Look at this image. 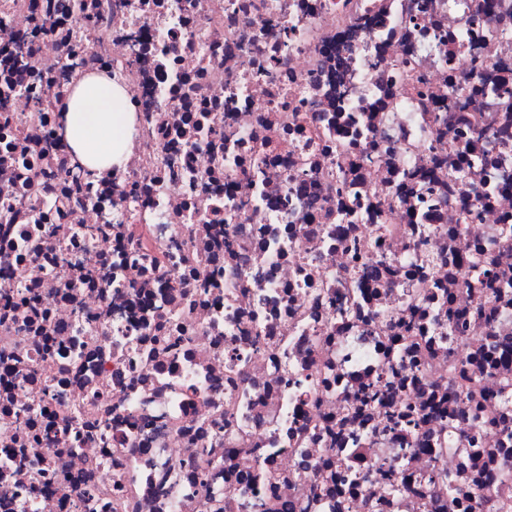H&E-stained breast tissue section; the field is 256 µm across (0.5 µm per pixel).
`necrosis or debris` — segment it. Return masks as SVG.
<instances>
[{"instance_id": "4bbe7bcc", "label": "necrosis or debris", "mask_w": 512, "mask_h": 512, "mask_svg": "<svg viewBox=\"0 0 512 512\" xmlns=\"http://www.w3.org/2000/svg\"><path fill=\"white\" fill-rule=\"evenodd\" d=\"M48 1L0 0V295L41 303L0 315V502L512 512V0ZM100 71L133 148L77 187L37 149Z\"/></svg>"}]
</instances>
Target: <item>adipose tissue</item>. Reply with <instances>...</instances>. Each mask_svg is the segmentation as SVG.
Here are the masks:
<instances>
[{"label":"adipose tissue","mask_w":512,"mask_h":512,"mask_svg":"<svg viewBox=\"0 0 512 512\" xmlns=\"http://www.w3.org/2000/svg\"><path fill=\"white\" fill-rule=\"evenodd\" d=\"M136 114L126 91L100 73L77 80L60 111V133L73 162L97 173L122 163L129 140H116V128L132 129Z\"/></svg>","instance_id":"1"}]
</instances>
